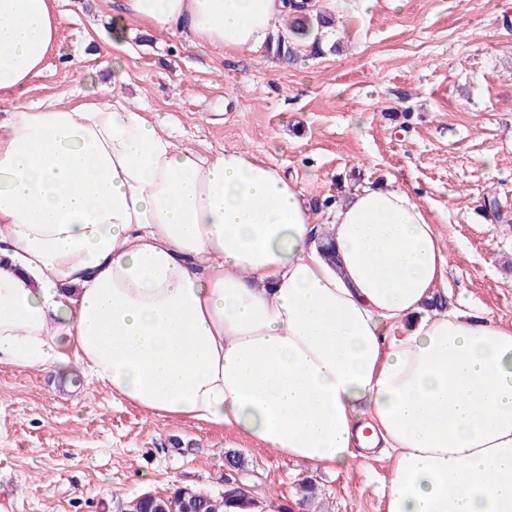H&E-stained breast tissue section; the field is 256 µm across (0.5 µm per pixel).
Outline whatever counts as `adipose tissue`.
Here are the masks:
<instances>
[{"label": "adipose tissue", "mask_w": 512, "mask_h": 512, "mask_svg": "<svg viewBox=\"0 0 512 512\" xmlns=\"http://www.w3.org/2000/svg\"><path fill=\"white\" fill-rule=\"evenodd\" d=\"M319 0H119L187 45L257 52ZM58 0H0V362L79 368L161 418L315 469L390 464L386 512H512V324L431 310L448 255L418 198L313 206L275 164L207 158L121 93L21 103Z\"/></svg>", "instance_id": "adipose-tissue-1"}]
</instances>
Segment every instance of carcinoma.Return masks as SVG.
Masks as SVG:
<instances>
[{"instance_id":"1","label":"carcinoma","mask_w":512,"mask_h":512,"mask_svg":"<svg viewBox=\"0 0 512 512\" xmlns=\"http://www.w3.org/2000/svg\"><path fill=\"white\" fill-rule=\"evenodd\" d=\"M267 51L282 61H293L302 51L300 45L282 33L273 37ZM224 493L202 496L194 487L178 486L166 495L149 494L135 502L132 512H255L257 498L250 487L240 480L244 472L241 455L227 451L224 455ZM296 505L282 504L279 512H293L299 507L304 512L316 498V484L303 480L299 485Z\"/></svg>"}]
</instances>
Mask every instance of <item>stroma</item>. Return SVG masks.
I'll return each mask as SVG.
<instances>
[{"label":"stroma","mask_w":512,"mask_h":512,"mask_svg":"<svg viewBox=\"0 0 512 512\" xmlns=\"http://www.w3.org/2000/svg\"><path fill=\"white\" fill-rule=\"evenodd\" d=\"M339 49L281 63L225 56L130 24L121 66L110 0H60L59 48L23 102H94L120 87L200 154L278 165L309 199L371 181L419 193L448 253L449 305L512 323V0H324ZM255 497L293 502L313 477L325 512H384L387 461L310 471L216 424L159 418L87 382L0 363V500L8 512H122L144 492L224 490V453Z\"/></svg>","instance_id":"obj_1"}]
</instances>
